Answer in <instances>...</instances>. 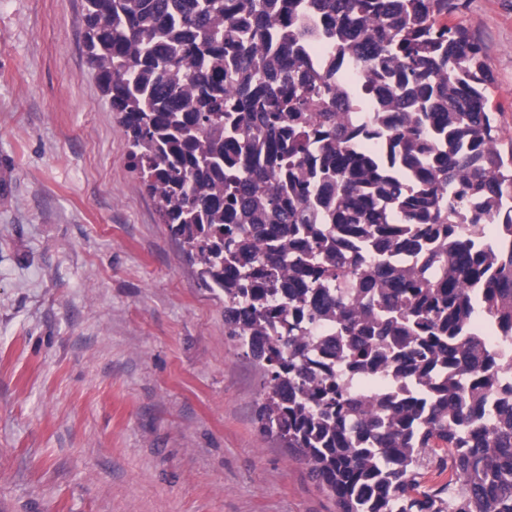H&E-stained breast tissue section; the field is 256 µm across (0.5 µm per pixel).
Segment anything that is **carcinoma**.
<instances>
[{"instance_id":"1","label":"carcinoma","mask_w":512,"mask_h":512,"mask_svg":"<svg viewBox=\"0 0 512 512\" xmlns=\"http://www.w3.org/2000/svg\"><path fill=\"white\" fill-rule=\"evenodd\" d=\"M86 47L131 169L162 223L224 292L231 334L269 375L260 429L285 441L337 512H512V388L469 331L512 336V148L489 104L461 0H86ZM356 59L361 104L306 59L305 21ZM497 225L488 247L457 227ZM330 318L328 336L273 329ZM394 368L426 404L373 400L314 365ZM448 482L421 489L426 470Z\"/></svg>"}]
</instances>
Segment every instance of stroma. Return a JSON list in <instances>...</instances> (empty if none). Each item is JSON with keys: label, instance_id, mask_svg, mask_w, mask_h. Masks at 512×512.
I'll return each mask as SVG.
<instances>
[{"label": "stroma", "instance_id": "35a3bbf8", "mask_svg": "<svg viewBox=\"0 0 512 512\" xmlns=\"http://www.w3.org/2000/svg\"><path fill=\"white\" fill-rule=\"evenodd\" d=\"M86 0H0V512H336L129 166ZM512 136V0H466Z\"/></svg>", "mask_w": 512, "mask_h": 512}]
</instances>
